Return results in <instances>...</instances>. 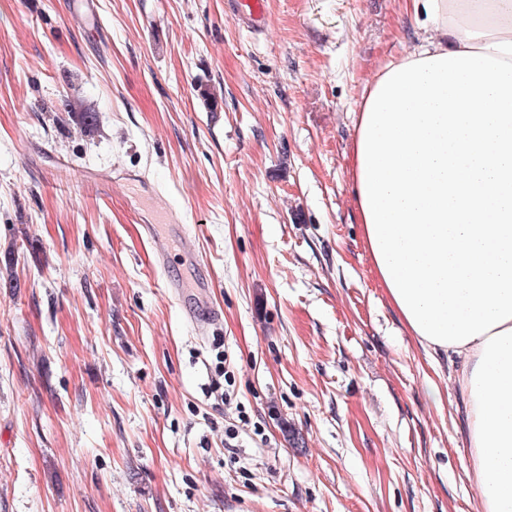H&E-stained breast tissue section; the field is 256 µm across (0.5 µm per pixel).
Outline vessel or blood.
<instances>
[{
    "instance_id": "obj_1",
    "label": "vessel or blood",
    "mask_w": 512,
    "mask_h": 512,
    "mask_svg": "<svg viewBox=\"0 0 512 512\" xmlns=\"http://www.w3.org/2000/svg\"><path fill=\"white\" fill-rule=\"evenodd\" d=\"M226 12L238 25L254 32L264 30L267 23L266 0H226ZM142 187L155 215L154 223L146 225L145 230L157 263H164L175 250L187 265H197L200 261L197 240L185 232L182 219L168 198L150 181H143ZM166 286L176 295L189 299L185 314L195 325L206 327L215 321L217 312L212 306L209 281L186 283L170 279Z\"/></svg>"
}]
</instances>
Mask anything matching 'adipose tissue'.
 Returning a JSON list of instances; mask_svg holds the SVG:
<instances>
[{"mask_svg": "<svg viewBox=\"0 0 512 512\" xmlns=\"http://www.w3.org/2000/svg\"><path fill=\"white\" fill-rule=\"evenodd\" d=\"M422 44L364 89L351 177L379 284L454 363L478 512H512V0H409Z\"/></svg>", "mask_w": 512, "mask_h": 512, "instance_id": "ef3b65f1", "label": "adipose tissue"}]
</instances>
